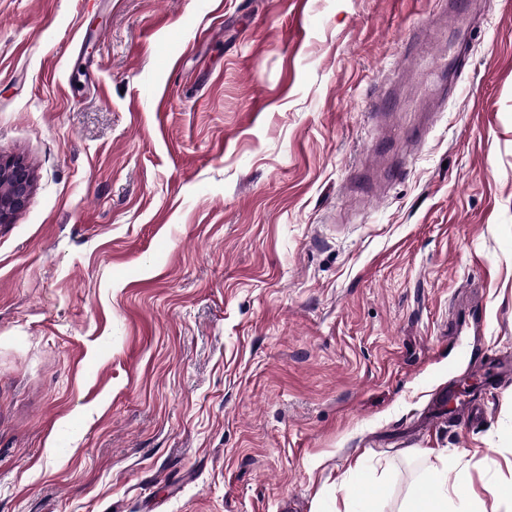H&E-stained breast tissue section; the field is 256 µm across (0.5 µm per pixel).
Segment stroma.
<instances>
[{
    "instance_id": "stroma-1",
    "label": "stroma",
    "mask_w": 512,
    "mask_h": 512,
    "mask_svg": "<svg viewBox=\"0 0 512 512\" xmlns=\"http://www.w3.org/2000/svg\"><path fill=\"white\" fill-rule=\"evenodd\" d=\"M467 23L452 84L448 0H0V156L33 174L0 512L512 485V9Z\"/></svg>"
}]
</instances>
